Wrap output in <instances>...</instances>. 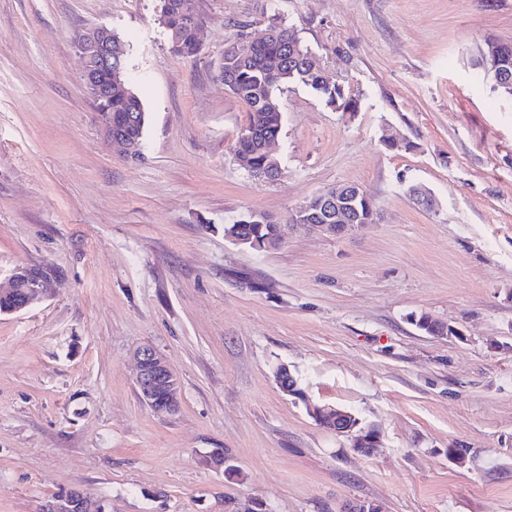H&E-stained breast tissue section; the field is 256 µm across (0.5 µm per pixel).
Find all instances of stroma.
<instances>
[{
    "mask_svg": "<svg viewBox=\"0 0 512 512\" xmlns=\"http://www.w3.org/2000/svg\"><path fill=\"white\" fill-rule=\"evenodd\" d=\"M199 10L201 51L184 58L160 0H0V278L49 273L44 300L0 314V512L78 486L104 512H512V101L479 64L487 41L512 42V0ZM273 14L358 109L283 88L267 181L234 159L248 112L218 71L236 25ZM102 25L125 39L149 115L135 163L105 142L80 79L75 39ZM346 183L378 223H287ZM248 212L281 223L278 247L225 240ZM421 312L453 335L418 330ZM145 344L180 376L174 415L137 396ZM282 363L301 395L280 390ZM312 405L376 426L379 447L356 452ZM216 451L236 475L207 465Z\"/></svg>",
    "mask_w": 512,
    "mask_h": 512,
    "instance_id": "1",
    "label": "stroma"
}]
</instances>
